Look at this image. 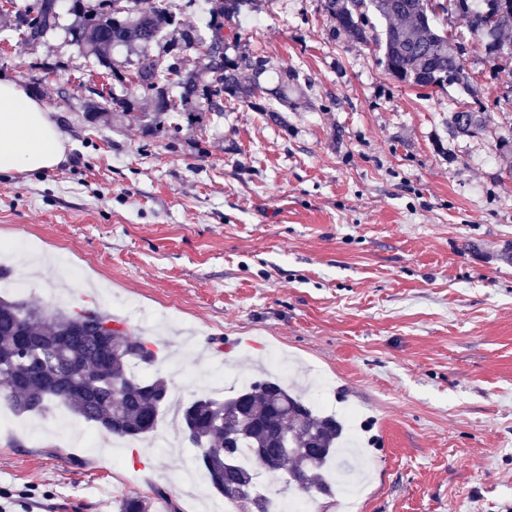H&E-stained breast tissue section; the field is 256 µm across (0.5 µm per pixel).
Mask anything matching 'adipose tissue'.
<instances>
[{"instance_id":"adipose-tissue-1","label":"adipose tissue","mask_w":512,"mask_h":512,"mask_svg":"<svg viewBox=\"0 0 512 512\" xmlns=\"http://www.w3.org/2000/svg\"><path fill=\"white\" fill-rule=\"evenodd\" d=\"M65 141L46 105L0 80V172L39 174L58 166Z\"/></svg>"}]
</instances>
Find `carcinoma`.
<instances>
[{
    "mask_svg": "<svg viewBox=\"0 0 512 512\" xmlns=\"http://www.w3.org/2000/svg\"><path fill=\"white\" fill-rule=\"evenodd\" d=\"M77 18L70 29L72 40L96 56L99 65L111 68L108 54L116 46L140 52L137 81L112 72L149 97L156 107V132L176 133L180 123L161 119L176 105L169 91L178 89L180 111L198 124L210 112L221 115L224 105L237 103L261 112H277L292 103L298 90L292 70L275 71L276 85L269 88L260 77L270 69L263 57L240 52L231 57L226 47L241 39L239 27L224 32V21L237 16L252 0H213L205 37L178 26L168 0H98L86 9L85 0H69ZM324 0L331 34L345 33L365 45H374L379 62L397 81L420 88L445 90L452 84L466 90L468 81H448L463 62L468 37L482 35L491 69L512 58V0ZM456 18L459 25L439 31L438 13ZM386 26L379 31L374 20ZM58 20L57 0H35L18 13L15 29L28 41H38ZM173 28L171 49L153 56L148 48ZM198 56L200 69L182 71L183 54ZM481 111L450 115L454 132L476 134L485 124ZM97 319L78 320V312L48 310L41 306L0 297V401L25 415H43L63 407L86 422L114 436L140 440L154 432L168 406L169 386L162 377H147L145 370L157 352L143 338L123 332L101 335L100 322L112 315L94 310ZM187 434L202 437L200 462L214 489L238 506V512H270L269 495L258 488L257 475L275 470L281 453L280 437L288 436L296 453L288 456L287 487L314 497L331 498L333 470L348 465L340 458L337 443L344 427L334 415L315 412L302 396L291 392L277 378L256 380L228 397L205 395L181 407ZM151 499L128 495L118 512H150Z\"/></svg>",
    "mask_w": 512,
    "mask_h": 512,
    "instance_id": "1",
    "label": "carcinoma"
}]
</instances>
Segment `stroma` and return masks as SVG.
<instances>
[{
  "label": "stroma",
  "instance_id": "stroma-1",
  "mask_svg": "<svg viewBox=\"0 0 512 512\" xmlns=\"http://www.w3.org/2000/svg\"><path fill=\"white\" fill-rule=\"evenodd\" d=\"M57 28L28 42L0 19V79L47 105L64 160L37 175L0 173V246L23 283L0 296L81 305L70 277L28 273L25 257L61 269L91 263L94 301L130 336L159 346L152 371L174 404L222 395L258 368L287 362L292 382L321 386L325 411L347 416L361 448L359 512H512V60L492 73L468 44L473 93L395 81L371 47L330 37L323 0H254L240 46L297 72L304 93L282 119L238 105L176 138L148 129L150 100L118 116L121 86L98 75ZM487 114L473 137L451 113ZM29 416L0 428V497L16 512H115L161 487L180 512L217 500L202 469L196 499L183 465L199 451L170 413L164 445L122 442L83 419L92 444Z\"/></svg>",
  "mask_w": 512,
  "mask_h": 512
}]
</instances>
